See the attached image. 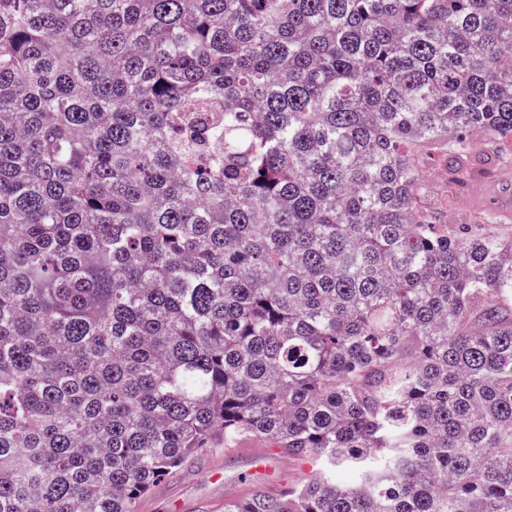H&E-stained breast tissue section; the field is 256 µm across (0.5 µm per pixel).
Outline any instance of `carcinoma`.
<instances>
[{
  "mask_svg": "<svg viewBox=\"0 0 512 512\" xmlns=\"http://www.w3.org/2000/svg\"><path fill=\"white\" fill-rule=\"evenodd\" d=\"M512 142V0H0V512H512V239L419 158ZM266 449L263 443L245 441L238 448L225 449L223 446L208 451L184 465L174 476L158 483L140 500L138 512H174L180 510L176 502L183 503L188 508L186 512H224V503L216 498L210 480L212 472L222 474L214 472L211 477L214 482L220 480L218 490L221 497L225 496V501L237 500L245 484L224 482H233L252 469L251 456L255 453L261 454L253 457V463L257 468L265 467L268 457L262 452ZM268 463L270 470L253 475L252 481L246 485L249 491L243 496L255 491L276 492L302 485L311 478L313 471L312 466L305 469L304 462L282 455H276Z\"/></svg>",
  "mask_w": 512,
  "mask_h": 512,
  "instance_id": "obj_1",
  "label": "carcinoma"
}]
</instances>
